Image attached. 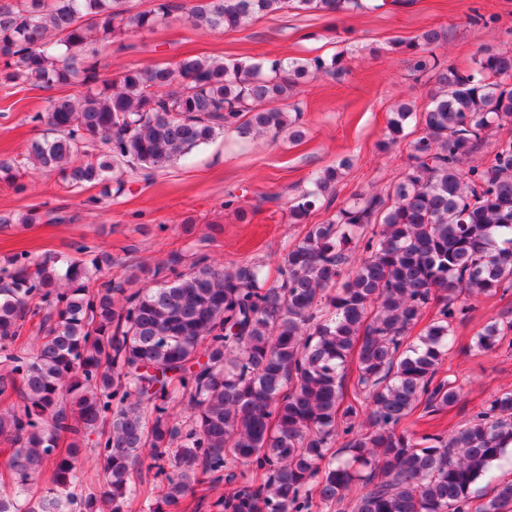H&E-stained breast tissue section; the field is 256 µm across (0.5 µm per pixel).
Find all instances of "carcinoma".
Here are the masks:
<instances>
[{
  "mask_svg": "<svg viewBox=\"0 0 512 512\" xmlns=\"http://www.w3.org/2000/svg\"><path fill=\"white\" fill-rule=\"evenodd\" d=\"M396 0H0V85L77 92L29 116L54 133L20 159L0 162L14 182L32 164L72 191L123 175H154L215 136L300 135L285 107L301 79L346 72L344 58L271 57L228 63L189 56L118 73L100 46L153 31L174 14L198 30H233L280 12L377 11ZM432 73L430 108L400 105L385 144L409 143L403 176L385 192L359 194L284 248L279 277L260 262L216 266L173 254L124 279L100 275L112 256L77 248L58 266L27 251L0 268V438L12 447L16 484L49 471L52 496L0 495V512H124L141 467L169 512H312L339 506L362 484L352 512H512V480L474 495L512 445V393L494 398L450 437L409 432L412 417L455 403L441 375L452 323L466 294L512 291V51L487 48L461 71ZM488 160L467 165L490 138ZM336 168L293 197L303 223L336 200ZM363 257L354 265L349 244ZM157 286L136 288L140 278ZM433 316H428V313ZM429 322H424V319ZM35 323L31 356L11 345ZM426 326L413 336L420 323ZM512 321L477 335L488 350ZM354 361L351 397L346 364ZM181 394L184 419L174 416ZM96 441L106 481L83 483L78 458ZM68 447L58 448L61 437ZM228 485L211 503L195 487Z\"/></svg>",
  "mask_w": 512,
  "mask_h": 512,
  "instance_id": "obj_1",
  "label": "carcinoma"
}]
</instances>
